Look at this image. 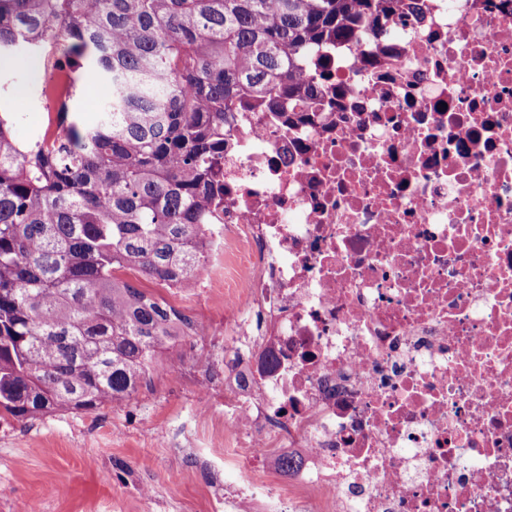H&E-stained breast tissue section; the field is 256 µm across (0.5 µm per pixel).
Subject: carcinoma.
I'll return each instance as SVG.
<instances>
[{"instance_id": "cac0c4a2", "label": "carcinoma", "mask_w": 512, "mask_h": 512, "mask_svg": "<svg viewBox=\"0 0 512 512\" xmlns=\"http://www.w3.org/2000/svg\"><path fill=\"white\" fill-rule=\"evenodd\" d=\"M398 0H0V57L69 83L58 131L0 112V409L21 421L126 403L173 336L171 308L118 276L191 285L224 195L228 112L310 96L313 49L378 29ZM93 70L96 119L72 109Z\"/></svg>"}]
</instances>
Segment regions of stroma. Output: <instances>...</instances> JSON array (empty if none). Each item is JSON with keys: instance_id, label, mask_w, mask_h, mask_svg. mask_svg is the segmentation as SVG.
Returning a JSON list of instances; mask_svg holds the SVG:
<instances>
[{"instance_id": "stroma-1", "label": "stroma", "mask_w": 512, "mask_h": 512, "mask_svg": "<svg viewBox=\"0 0 512 512\" xmlns=\"http://www.w3.org/2000/svg\"><path fill=\"white\" fill-rule=\"evenodd\" d=\"M0 68V110L27 141L48 123L34 58ZM196 337L166 340L147 383L119 407L59 410L18 421L0 416V512H210L224 492V399L210 408L197 383L222 371ZM150 487L143 496L142 487Z\"/></svg>"}]
</instances>
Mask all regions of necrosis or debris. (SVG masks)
Wrapping results in <instances>:
<instances>
[{
	"label": "necrosis or debris",
	"instance_id": "1",
	"mask_svg": "<svg viewBox=\"0 0 512 512\" xmlns=\"http://www.w3.org/2000/svg\"><path fill=\"white\" fill-rule=\"evenodd\" d=\"M322 58L224 122L213 512H512V0H400Z\"/></svg>",
	"mask_w": 512,
	"mask_h": 512
}]
</instances>
